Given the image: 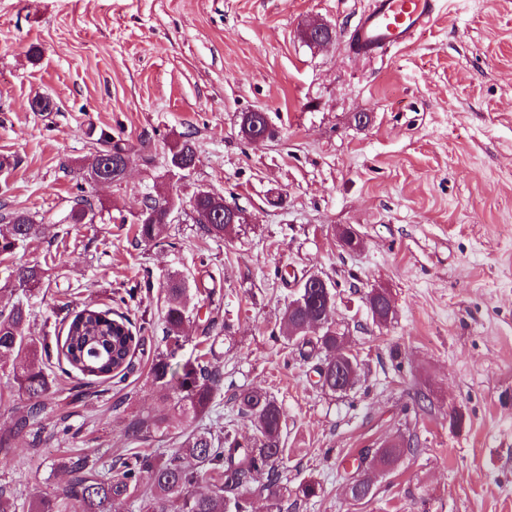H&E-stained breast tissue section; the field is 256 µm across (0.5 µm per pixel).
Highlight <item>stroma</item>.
<instances>
[{
  "instance_id": "obj_1",
  "label": "stroma",
  "mask_w": 512,
  "mask_h": 512,
  "mask_svg": "<svg viewBox=\"0 0 512 512\" xmlns=\"http://www.w3.org/2000/svg\"><path fill=\"white\" fill-rule=\"evenodd\" d=\"M370 2L0 0V204L49 226L12 257L44 271L25 333L56 346L92 308L144 340L120 382L53 359L36 439L14 434L28 403L0 371V488L20 507L61 492L70 457L108 467L169 452L193 429L250 436L237 395L258 389L288 425L289 487L321 486L284 512H512V0H443L411 43L363 55L352 33ZM310 21L331 25L334 44L307 46ZM37 96L53 110L30 111ZM254 108L274 135L248 143L240 117ZM103 131L136 147L118 186L85 180ZM186 134L196 167L180 180L166 160ZM80 190L94 220L64 224ZM200 191L249 223L216 239L183 212L139 242L146 194L186 203ZM347 226L357 249L339 239ZM306 274L337 286L334 320L359 362L344 394L319 385L323 354L279 335ZM171 276L191 314L178 360L203 350L218 313L224 378L208 414L140 440L132 421L172 399L150 374ZM376 289L392 301L384 325L365 305ZM397 441L410 452L351 499L354 456Z\"/></svg>"
}]
</instances>
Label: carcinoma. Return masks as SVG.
Listing matches in <instances>:
<instances>
[{
    "instance_id": "1",
    "label": "carcinoma",
    "mask_w": 512,
    "mask_h": 512,
    "mask_svg": "<svg viewBox=\"0 0 512 512\" xmlns=\"http://www.w3.org/2000/svg\"><path fill=\"white\" fill-rule=\"evenodd\" d=\"M98 144L100 148L91 162L89 175L105 176L116 185L122 181L120 164L130 158L132 146L106 132L100 133ZM164 201L162 196L145 198L144 206L152 211L153 218L148 223H137L140 241L152 243L163 232L167 220L159 205ZM88 205L84 196H76L67 216L69 223H84ZM0 220L7 222V230L0 233V254L5 257L12 255L19 244L43 237L48 228L24 213L6 211L0 214ZM40 280L41 268L15 265L8 272L5 287L0 288V297L12 296L18 289L30 292ZM303 293L310 294L309 300L301 307L287 306L284 313L287 344L328 353L336 348L335 326H328L315 337L299 331L317 306V290L305 288ZM165 294L166 350L156 353L151 375L157 385L172 391L173 403L170 412L148 414L131 424L135 437L142 439L161 436L203 414L213 403L223 380L220 365L206 353L172 366L170 360L180 347L182 326L189 320L186 285L171 277L166 282ZM30 315L29 304L20 300L0 310V367L10 370L19 395L29 403L26 416L16 424L19 432L41 424L42 399L51 389L49 348L37 345L24 334ZM136 344L125 317L114 318L109 311L84 309L69 323L61 354L81 374L110 379L128 367L127 359ZM238 402L241 416L252 427L250 438H240L231 431L219 438L208 431L192 430L166 457L132 452L106 473L99 470L97 460L88 456L70 458L64 462L71 475L68 486L58 495L33 497L28 512H112L116 500L139 503V512H160L168 506L174 512H251L250 486L259 476L265 477V481L257 486V491L266 495L274 512H281V502L288 497V486L279 470L288 456L281 407L267 393L249 389L239 394ZM404 453L405 448L396 444L363 449L358 467L392 468ZM187 459L194 461L193 466L185 465ZM205 476L213 480L212 490L195 492L196 484Z\"/></svg>"
}]
</instances>
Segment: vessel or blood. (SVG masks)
I'll use <instances>...</instances> for the list:
<instances>
[{"label": "vessel or blood", "mask_w": 512, "mask_h": 512, "mask_svg": "<svg viewBox=\"0 0 512 512\" xmlns=\"http://www.w3.org/2000/svg\"><path fill=\"white\" fill-rule=\"evenodd\" d=\"M439 0H373L355 26L352 43L357 52L376 54L402 46L432 26Z\"/></svg>", "instance_id": "vessel-or-blood-1"}]
</instances>
